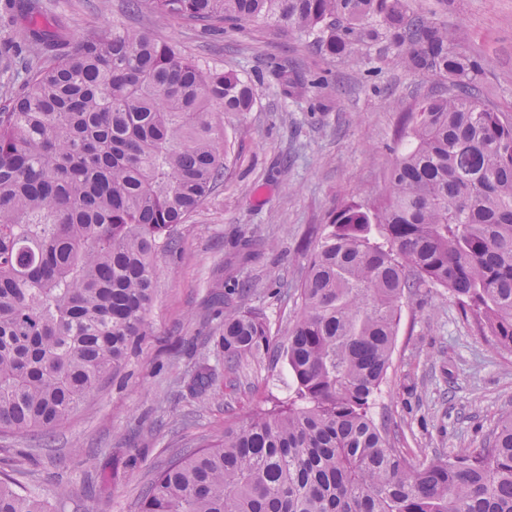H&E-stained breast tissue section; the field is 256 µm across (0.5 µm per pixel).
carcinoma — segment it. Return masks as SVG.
I'll return each mask as SVG.
<instances>
[{
  "label": "carcinoma",
  "instance_id": "carcinoma-1",
  "mask_svg": "<svg viewBox=\"0 0 512 512\" xmlns=\"http://www.w3.org/2000/svg\"><path fill=\"white\" fill-rule=\"evenodd\" d=\"M132 2L192 26L276 22L330 54L386 40L448 82L403 124L414 146L385 194L316 229L287 343L256 312H224V366L277 353L288 404L170 461L139 512H512V412L481 447L417 464L369 414L421 288L447 289L512 353V112L480 94V61L408 0ZM16 6L17 49L0 47L21 78L0 86V432L25 435L67 419L152 334L153 257L224 178L214 112H249L256 92L174 44L93 24L70 39L42 0ZM213 379L200 364L189 393ZM0 512L53 506L5 473Z\"/></svg>",
  "mask_w": 512,
  "mask_h": 512
}]
</instances>
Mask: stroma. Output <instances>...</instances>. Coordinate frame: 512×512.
Returning <instances> with one entry per match:
<instances>
[{"mask_svg":"<svg viewBox=\"0 0 512 512\" xmlns=\"http://www.w3.org/2000/svg\"><path fill=\"white\" fill-rule=\"evenodd\" d=\"M46 2L69 37L91 21L144 33L237 72L257 90L251 111L222 120L230 148L223 180L180 225L176 252L154 258L152 336L49 433L0 434V461L19 463L34 492L54 495L55 512H138L142 490L171 455L287 401L285 362L248 357L225 368L217 313L252 309L285 340L317 228L345 205L384 194L402 149L401 120L442 80L411 71L384 40L328 55L311 38L263 21L213 32L159 20L129 0ZM409 5L453 30L451 52L479 58L484 96L512 112V0ZM204 361L215 365L216 382L190 395L187 383ZM510 410L512 354L463 319L446 289H422L402 309L371 407L376 424L416 462L479 447ZM61 484L68 492L59 497Z\"/></svg>","mask_w":512,"mask_h":512,"instance_id":"35a3bbf8","label":"stroma"}]
</instances>
